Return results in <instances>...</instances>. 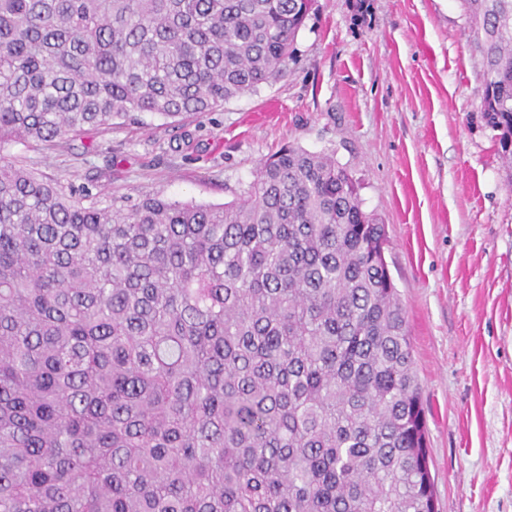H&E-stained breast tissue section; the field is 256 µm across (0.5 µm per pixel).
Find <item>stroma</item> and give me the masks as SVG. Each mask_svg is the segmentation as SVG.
<instances>
[{"mask_svg": "<svg viewBox=\"0 0 512 512\" xmlns=\"http://www.w3.org/2000/svg\"><path fill=\"white\" fill-rule=\"evenodd\" d=\"M281 79L207 116L16 144L113 197L222 204L283 145L332 150L386 226L437 512H512V177L481 114L462 0H315Z\"/></svg>", "mask_w": 512, "mask_h": 512, "instance_id": "stroma-1", "label": "stroma"}]
</instances>
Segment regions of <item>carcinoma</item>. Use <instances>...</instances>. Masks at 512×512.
I'll list each match as a JSON object with an SVG mask.
<instances>
[{
  "label": "carcinoma",
  "instance_id": "1",
  "mask_svg": "<svg viewBox=\"0 0 512 512\" xmlns=\"http://www.w3.org/2000/svg\"><path fill=\"white\" fill-rule=\"evenodd\" d=\"M314 0H0V512H434L385 225L288 144L221 205L100 206L7 153L203 116ZM512 169V0H464Z\"/></svg>",
  "mask_w": 512,
  "mask_h": 512
}]
</instances>
